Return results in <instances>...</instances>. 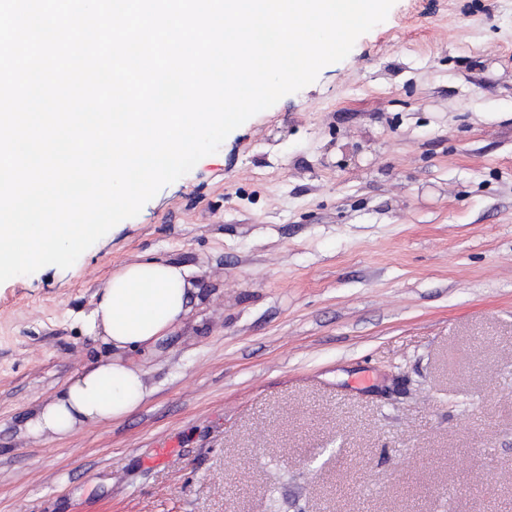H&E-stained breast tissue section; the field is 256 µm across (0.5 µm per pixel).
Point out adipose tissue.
Masks as SVG:
<instances>
[{
    "label": "adipose tissue",
    "mask_w": 512,
    "mask_h": 512,
    "mask_svg": "<svg viewBox=\"0 0 512 512\" xmlns=\"http://www.w3.org/2000/svg\"><path fill=\"white\" fill-rule=\"evenodd\" d=\"M192 278V269L161 259L112 273L91 318V329L111 349V358L75 375L36 407L29 433L64 437L137 410L151 394L141 360L154 354L190 313Z\"/></svg>",
    "instance_id": "1"
}]
</instances>
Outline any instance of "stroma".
Instances as JSON below:
<instances>
[{
  "instance_id": "obj_1",
  "label": "stroma",
  "mask_w": 512,
  "mask_h": 512,
  "mask_svg": "<svg viewBox=\"0 0 512 512\" xmlns=\"http://www.w3.org/2000/svg\"><path fill=\"white\" fill-rule=\"evenodd\" d=\"M151 258L194 272L151 396L31 436ZM0 512H512V0H396L73 266L0 283Z\"/></svg>"
}]
</instances>
